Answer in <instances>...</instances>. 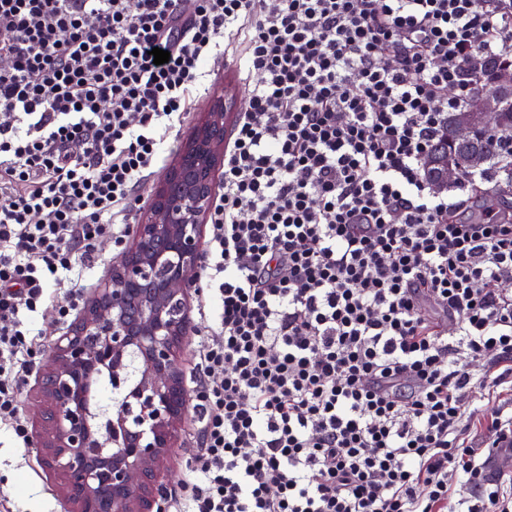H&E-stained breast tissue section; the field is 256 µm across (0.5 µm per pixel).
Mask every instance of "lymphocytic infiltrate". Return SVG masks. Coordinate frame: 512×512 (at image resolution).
Wrapping results in <instances>:
<instances>
[{
  "label": "lymphocytic infiltrate",
  "mask_w": 512,
  "mask_h": 512,
  "mask_svg": "<svg viewBox=\"0 0 512 512\" xmlns=\"http://www.w3.org/2000/svg\"><path fill=\"white\" fill-rule=\"evenodd\" d=\"M0 425L47 289L121 245L209 63L255 81L198 271L220 324L170 512H512L469 443L512 447V210L465 219L423 159L512 49V0H0ZM170 53L154 64L153 48Z\"/></svg>",
  "instance_id": "obj_1"
}]
</instances>
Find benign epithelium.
I'll use <instances>...</instances> for the list:
<instances>
[{
  "label": "benign epithelium",
  "instance_id": "1",
  "mask_svg": "<svg viewBox=\"0 0 512 512\" xmlns=\"http://www.w3.org/2000/svg\"><path fill=\"white\" fill-rule=\"evenodd\" d=\"M499 92L477 88L457 113L456 135L500 123ZM224 157V97L214 95L192 135L141 211L133 239L109 279L86 302L80 321L58 337L43 375L47 467L66 478L65 512H142L150 485L186 416L178 357L188 293L200 258L198 232L209 212ZM458 167L432 179L448 189ZM123 389L102 430L89 422L91 385L101 368Z\"/></svg>",
  "mask_w": 512,
  "mask_h": 512
}]
</instances>
